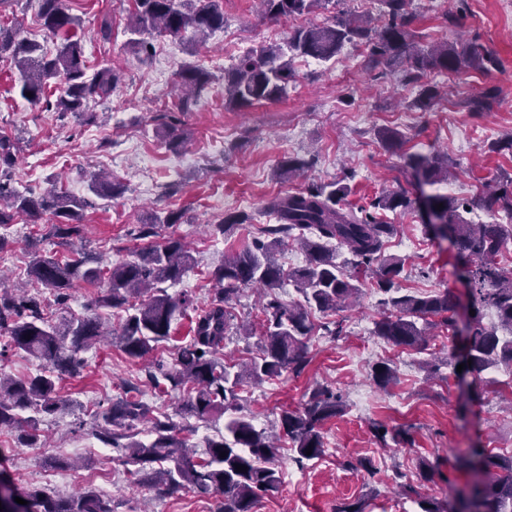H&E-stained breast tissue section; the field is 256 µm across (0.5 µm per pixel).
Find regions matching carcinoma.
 <instances>
[{
    "instance_id": "obj_1",
    "label": "carcinoma",
    "mask_w": 512,
    "mask_h": 512,
    "mask_svg": "<svg viewBox=\"0 0 512 512\" xmlns=\"http://www.w3.org/2000/svg\"><path fill=\"white\" fill-rule=\"evenodd\" d=\"M126 29L128 45L139 56L149 58L154 45L149 36L163 33L171 37L205 39L224 28V11L219 0H133ZM330 0H260L265 12L274 17H295L313 12ZM40 24L60 40L50 53L35 40L21 36L13 26L0 24V61L14 64L19 74V91L31 103L55 106L60 112L83 114L88 104L107 99L120 81V74L105 64L88 73L80 33L81 20L71 14L66 0H37ZM383 22L376 25L369 17H336L326 24H311L293 30L288 52L279 46H260L239 59L224 72L226 104L246 108L262 101H276L288 95V86L296 80L293 60L311 57L328 61L347 43L365 48L369 65H397L405 69L420 87L416 105L428 108L437 97L435 86L425 81L431 72L481 71L496 66V58L480 43L442 41L426 49L415 41L411 25L416 20L411 0H380ZM179 93L170 111L188 112L207 91L210 73L198 65H185L178 73ZM62 85L56 101L49 88ZM16 145L0 136V168H10L16 160ZM410 165L424 180L433 184L448 178V167L435 155L418 156ZM90 189L99 197L113 198L123 191L116 179L90 178ZM347 187L337 182L313 186L274 199L269 211L277 223L267 225L266 237L244 246L224 260L214 273L219 285L211 306L195 318L193 336L178 353L174 366L150 370L155 386L165 381L170 388L185 393L181 413L205 419L213 413L236 409L238 392L279 378L284 372L299 374L309 362L308 341L315 324L312 316H329L347 307L362 292L360 273L371 272L377 288L387 294L384 311L374 323V335L397 347L418 348L427 342L426 329L434 325L432 317L450 324L448 316L455 306L447 290L429 295L404 294L394 287L403 263L387 258L384 242L395 231L383 224L368 209H412L416 201L399 189L385 191L370 207L353 208L343 204ZM0 226L13 223L15 216L34 217L51 212L58 218L56 236L61 244L79 234V210L89 205L65 191L51 188L36 196L21 192L0 180ZM438 220L434 232L449 239L462 261L461 271L468 285L470 307L475 311L466 336L464 359L471 360L465 370L476 376L490 367H512V269L500 266L497 257L512 250V224H472L463 213L502 210L512 215V190L488 187L462 202L446 195L429 197ZM443 208H437V205ZM181 214L169 213L164 219L143 224L139 237L157 235L156 225L178 224ZM296 241L306 253L305 265L284 269L275 258L286 239ZM346 248L352 255L351 266L336 261L330 243ZM61 261L53 255L36 257L29 268L31 280L54 291L57 299L67 296L76 280L103 289L97 303L128 312L119 342L132 359L142 358L170 336L174 318L186 311L191 299L173 297L161 285L176 282L190 263L185 244L170 238L162 245L150 246L130 260L109 269L102 278L99 268L88 266L80 250ZM288 283L301 295L297 302L284 303L279 295ZM256 284L263 290L261 310V354L248 362L227 365L216 352L224 342L228 311L225 305L242 287ZM496 321L485 324L486 313ZM10 337L11 345L42 362L38 373L23 379L0 376V427L21 431L20 439L35 445L40 440L38 419L22 417L19 411L35 408L53 414L63 403L56 386L64 374L74 375L83 366L81 353L105 335L96 314L74 316L53 323L45 317L39 298L27 293L0 291V335ZM374 382L384 388L395 374L387 363L373 369ZM343 410L338 396L324 387L314 389L303 410L285 411L280 416V432L292 444L295 461L302 464L324 453L322 426ZM149 414L148 406L137 396L125 393L97 415L92 435L101 442L123 451L122 464L133 465L129 474L159 495L181 488L200 494L221 496L218 512H254L259 499L278 491L281 476L272 465L277 437L256 429L243 416L231 418L224 433L207 444V456L192 461L187 443L179 437L181 429L166 416L152 421V441L136 439L135 428ZM312 454H306L307 450ZM226 456H221V453ZM459 468L474 480L461 493L458 505L441 507L437 502L420 501L421 512H512V455L494 454L484 448H471L456 458ZM246 467L239 471L236 466ZM20 498L28 501L22 512H112V500L93 490L72 497L50 495L38 489H21Z\"/></svg>"
}]
</instances>
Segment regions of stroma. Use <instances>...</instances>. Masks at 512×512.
I'll return each instance as SVG.
<instances>
[{
    "label": "stroma",
    "mask_w": 512,
    "mask_h": 512,
    "mask_svg": "<svg viewBox=\"0 0 512 512\" xmlns=\"http://www.w3.org/2000/svg\"><path fill=\"white\" fill-rule=\"evenodd\" d=\"M67 3L81 19L89 66L111 63L120 81L106 102L91 105V117L79 119L23 99L16 70L0 62V133L18 137L22 146L8 177L12 185L27 184L38 194L57 186L90 198L82 211V235L103 264L119 263L169 238L187 243L194 261L166 290L173 296L189 294L192 303L173 322L170 339L158 343L145 360L128 358L110 336L86 350L81 372L58 383L63 410L40 416V445L23 446L18 431L0 429V470L20 488L59 496L84 489L102 492L111 497L114 512H217L219 496L189 489L160 496L133 484L118 451L92 436L93 412L136 388L153 413L177 416L182 438L195 455H203L207 440L223 431V415L204 421L178 416L182 392L156 389L146 372L160 363L172 366L178 347L190 339L193 319L214 296L213 272L225 256L258 237L273 197L338 181L350 189L348 203L366 207L381 192L400 188L414 198L426 193L463 200L485 181L512 183V150L500 145L512 131V6L505 0H413L421 43L475 37L498 60L485 73L430 75L439 97L424 111L414 104L417 85L407 82L403 71L368 67L362 48L349 43L327 62L296 59L297 81L286 98L245 109L224 103V69L238 59L225 46V33L235 34L248 49L283 46L301 25L341 15L378 17L379 0H330L295 18L267 16L256 0H221L222 30L202 42L154 36V54L145 61L127 47L131 0ZM37 12L36 0H6L0 4V23L55 50V40L43 36ZM106 23L112 28L107 42L99 36ZM187 63L208 68L212 83L191 111L174 117L183 141L174 150L161 126L172 118L167 109L176 98L177 74ZM488 89L495 92L490 106L472 111L470 99ZM384 128L400 131L401 149L383 147L378 134ZM411 153L446 159L447 180L419 185L405 165ZM287 157L306 166L283 179L277 167ZM97 170L121 182L123 193L91 196L89 174ZM171 211L181 213L179 223H162L149 239L135 235L139 225ZM242 212L248 219L231 234L216 233L217 224ZM383 219L395 227L385 253L403 261L398 287L419 294L451 291L460 302L455 325H437L420 351L391 346L373 333L382 308L379 293L369 287L355 306L339 312L341 336L312 337L301 374L287 371L242 391L239 414L256 429L273 433L280 429L281 411L303 408L316 387H328L343 403L342 413L323 426L320 458L297 466L288 440L279 441L273 462L282 484L258 501L255 512H336L342 502L360 504L363 512H420V500H454L466 484L467 474L455 466L461 450L480 446L512 453V368L499 365L480 380H462L449 363L462 345L468 302L455 274L454 249L428 235L420 210L387 211ZM56 222L45 212L18 216L0 229L6 239L0 280L6 286L27 281L34 255L68 256V247L53 234ZM97 294V288L77 281L65 302H56L46 289L39 296L54 318L95 313L107 328H119L125 312L99 306ZM260 294L259 286L248 285L234 302L220 351L224 359L240 363L258 353L259 338L240 335L237 323L258 315ZM382 361L395 370L394 383L385 389L372 380L373 367ZM378 423L391 431L406 429L408 442L379 441L374 435ZM365 460L371 470L362 468Z\"/></svg>",
    "instance_id": "stroma-1"
}]
</instances>
